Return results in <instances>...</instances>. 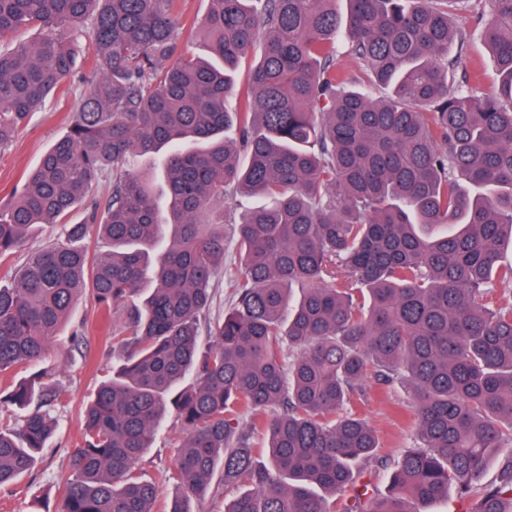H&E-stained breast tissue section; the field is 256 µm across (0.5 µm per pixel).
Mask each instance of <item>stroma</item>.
Listing matches in <instances>:
<instances>
[{
    "label": "stroma",
    "mask_w": 512,
    "mask_h": 512,
    "mask_svg": "<svg viewBox=\"0 0 512 512\" xmlns=\"http://www.w3.org/2000/svg\"><path fill=\"white\" fill-rule=\"evenodd\" d=\"M209 0H178L181 28L178 52L185 56H202L207 51L199 23L208 12ZM466 54L469 73L480 90L493 93L497 87L496 63L479 33H472ZM87 84L74 82L59 90L44 109L34 113L21 127L8 148L0 149V206L7 205L13 188L38 164L44 151L66 131ZM125 315L115 310L102 315L90 299L80 300L72 309L61 336L51 349L47 363L56 367V381L66 390V401L55 413L58 427L54 439L36 468L11 487L0 490V512H38L50 507L58 512L61 493L57 482L68 473V460L81 443L84 408L98 384L107 377L112 365L122 355L116 340L124 331ZM81 331L80 345H72L73 331ZM412 392L407 384L395 386L389 398H382L377 387H369L362 414L376 428L382 443V454L398 456L413 444L408 418L397 416L393 408L410 407ZM181 432L174 418H167L157 432L151 448L139 467L145 477H158L162 468L170 466L179 451Z\"/></svg>",
    "instance_id": "stroma-1"
}]
</instances>
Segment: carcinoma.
I'll return each instance as SVG.
<instances>
[{
    "label": "carcinoma",
    "mask_w": 512,
    "mask_h": 512,
    "mask_svg": "<svg viewBox=\"0 0 512 512\" xmlns=\"http://www.w3.org/2000/svg\"><path fill=\"white\" fill-rule=\"evenodd\" d=\"M336 2L210 0V58L169 66L176 0H0V42L34 32L0 46L1 148L75 76L83 38L91 63L66 132L0 208V376L37 368L3 398L22 414L0 421L1 489L53 437L65 389L43 363L88 293L124 308V357L87 407L61 512H157L164 487L163 512H197L215 480L241 489L225 512H429L452 487L512 512V0L487 20L472 0ZM474 18L493 95L468 77ZM338 42L359 71L336 69ZM238 194L263 202L236 213ZM226 224L235 301L210 321ZM45 226L61 233L28 250ZM89 226L107 253L89 254ZM371 380L413 392L417 446L385 461L383 499L353 470L380 458ZM168 413L185 438L148 480ZM351 488L340 510L325 497Z\"/></svg>",
    "instance_id": "obj_1"
}]
</instances>
